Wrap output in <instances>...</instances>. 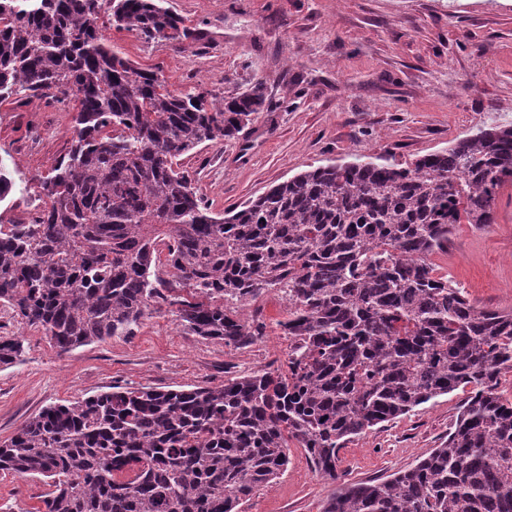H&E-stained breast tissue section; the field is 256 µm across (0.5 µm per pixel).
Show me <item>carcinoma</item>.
Returning <instances> with one entry per match:
<instances>
[{
    "instance_id": "carcinoma-1",
    "label": "carcinoma",
    "mask_w": 512,
    "mask_h": 512,
    "mask_svg": "<svg viewBox=\"0 0 512 512\" xmlns=\"http://www.w3.org/2000/svg\"><path fill=\"white\" fill-rule=\"evenodd\" d=\"M162 3L0 0V100L75 99V138L38 179L36 216L0 224V306L61 353L130 336L152 311L239 348L265 335L246 307L276 289L286 368L47 406L0 441V474L50 487L35 512H237L288 448L337 480L348 442L469 386L439 447L339 484L323 512H512V311L475 306L430 262L461 221L494 223L512 123L404 166L331 162L214 214L180 158L238 133L265 88L175 93L120 56L112 29L183 47L188 28ZM15 190L0 168V204ZM24 350L1 335L0 365ZM120 464L132 478L113 475Z\"/></svg>"
}]
</instances>
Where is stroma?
<instances>
[{"label": "stroma", "mask_w": 512, "mask_h": 512, "mask_svg": "<svg viewBox=\"0 0 512 512\" xmlns=\"http://www.w3.org/2000/svg\"><path fill=\"white\" fill-rule=\"evenodd\" d=\"M194 32L184 50L112 32L115 50L161 69L169 89L200 86L228 99L262 81L266 106L234 137L184 155L213 213L329 161L383 156L407 164L497 123H512V0H165ZM72 105L0 101V167L23 184L46 175L70 148ZM439 273L480 307L512 309V186L499 194L494 224H458ZM264 336L240 348L189 334L165 312L133 335L58 353L41 331L0 317L23 336V363L0 366V440L53 403L115 384L161 389L220 386L275 369L288 358L279 323L288 303L274 292L250 306ZM468 395L458 389L367 432L340 452L338 480L290 448L286 471L243 502L241 512H322L338 482L404 470L448 436ZM41 480L0 476V504L39 506Z\"/></svg>", "instance_id": "1"}]
</instances>
